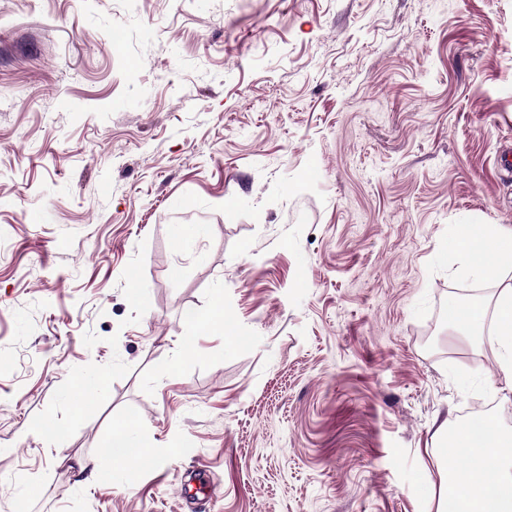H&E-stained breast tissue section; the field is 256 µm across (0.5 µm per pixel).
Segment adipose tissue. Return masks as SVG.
<instances>
[{
	"instance_id": "1",
	"label": "adipose tissue",
	"mask_w": 512,
	"mask_h": 512,
	"mask_svg": "<svg viewBox=\"0 0 512 512\" xmlns=\"http://www.w3.org/2000/svg\"><path fill=\"white\" fill-rule=\"evenodd\" d=\"M450 248L461 255V276L495 284L490 302L466 305L450 303L448 325L466 335L488 334L498 364L512 392V282L502 272L512 268V231L496 224L480 229L462 227L449 240ZM491 440L475 444L467 424L455 428L439 425L433 433L441 447L440 481L432 491L435 512H512V431H502L486 423ZM473 449L475 463L459 469L454 451Z\"/></svg>"
}]
</instances>
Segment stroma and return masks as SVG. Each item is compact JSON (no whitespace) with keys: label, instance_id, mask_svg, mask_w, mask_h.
I'll return each mask as SVG.
<instances>
[{"label":"stroma","instance_id":"obj_1","mask_svg":"<svg viewBox=\"0 0 512 512\" xmlns=\"http://www.w3.org/2000/svg\"><path fill=\"white\" fill-rule=\"evenodd\" d=\"M509 149L512 0H0V512H427ZM190 323L193 327H203L209 330H224L226 314L224 316V305L221 298L212 303L208 311L200 317L191 316ZM134 425V421H126L113 430L112 440L104 450L105 454L113 459V463L120 464L125 468L135 467L155 454L153 449L143 448L133 441L131 430Z\"/></svg>","mask_w":512,"mask_h":512}]
</instances>
